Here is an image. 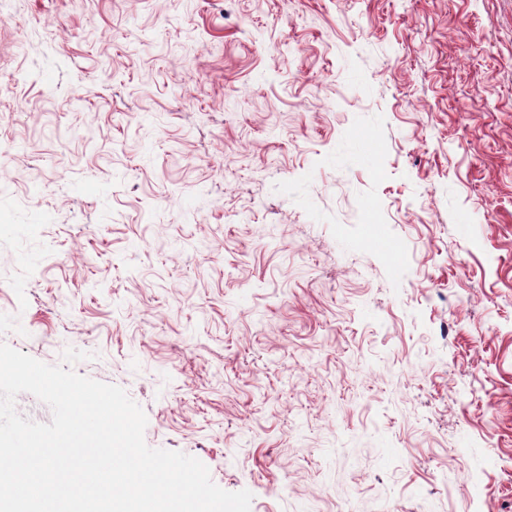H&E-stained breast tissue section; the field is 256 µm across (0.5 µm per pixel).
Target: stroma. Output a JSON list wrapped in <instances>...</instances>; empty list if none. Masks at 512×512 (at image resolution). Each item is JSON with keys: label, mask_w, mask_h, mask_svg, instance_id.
Returning <instances> with one entry per match:
<instances>
[{"label": "stroma", "mask_w": 512, "mask_h": 512, "mask_svg": "<svg viewBox=\"0 0 512 512\" xmlns=\"http://www.w3.org/2000/svg\"><path fill=\"white\" fill-rule=\"evenodd\" d=\"M6 146L0 342L251 512H512V0H0Z\"/></svg>", "instance_id": "1"}]
</instances>
